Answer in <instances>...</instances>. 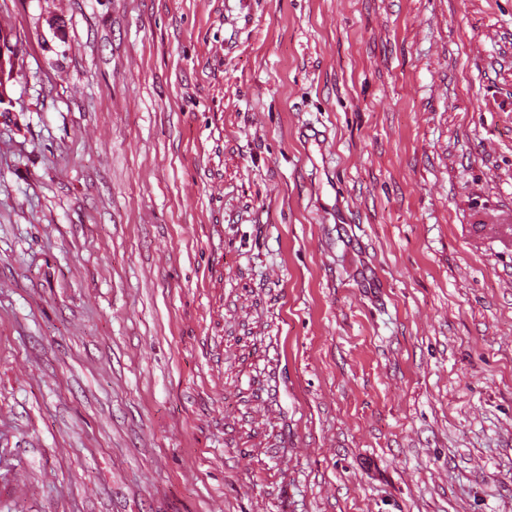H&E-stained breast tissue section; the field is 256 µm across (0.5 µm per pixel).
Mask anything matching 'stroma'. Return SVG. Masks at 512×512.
<instances>
[{"label":"stroma","mask_w":512,"mask_h":512,"mask_svg":"<svg viewBox=\"0 0 512 512\" xmlns=\"http://www.w3.org/2000/svg\"><path fill=\"white\" fill-rule=\"evenodd\" d=\"M0 28V512H512V0ZM2 30L0 28V112H6L10 109L4 105H12L9 84L15 77L18 48L12 43V33Z\"/></svg>","instance_id":"1"}]
</instances>
